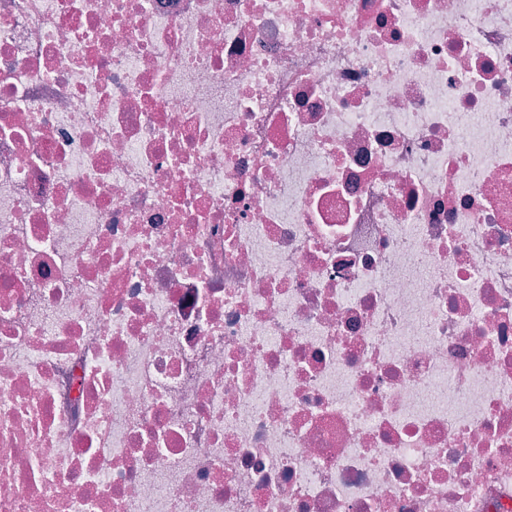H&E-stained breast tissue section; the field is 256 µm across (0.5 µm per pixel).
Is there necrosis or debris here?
Instances as JSON below:
<instances>
[{
	"label": "necrosis or debris",
	"instance_id": "obj_1",
	"mask_svg": "<svg viewBox=\"0 0 512 512\" xmlns=\"http://www.w3.org/2000/svg\"><path fill=\"white\" fill-rule=\"evenodd\" d=\"M0 512H512V0H0Z\"/></svg>",
	"mask_w": 512,
	"mask_h": 512
}]
</instances>
